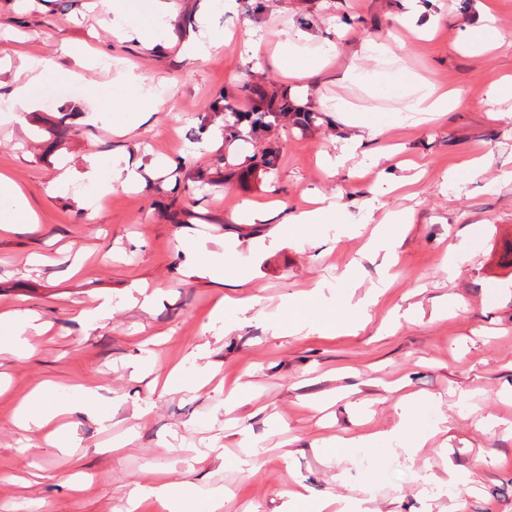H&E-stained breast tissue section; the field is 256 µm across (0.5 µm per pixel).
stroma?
<instances>
[{"label": "stroma", "instance_id": "obj_1", "mask_svg": "<svg viewBox=\"0 0 512 512\" xmlns=\"http://www.w3.org/2000/svg\"><path fill=\"white\" fill-rule=\"evenodd\" d=\"M141 41L117 38L96 0H0V85L12 87L28 60L55 64L28 125L0 120V173L24 192L35 221L0 232V311L36 314L47 332L28 336L29 352L0 355V512H125L133 490L186 482L208 506L224 490L220 512H282L302 485L314 500L363 512H512V433L485 430L470 407L512 422V48L459 49L461 31L483 26L481 0H428L436 32L419 38L396 23L401 0H176L163 16L156 0H123ZM340 31L325 66L288 77L278 63L288 31L319 45ZM262 36L261 67L243 63L247 31ZM196 37L217 50L189 58ZM398 39L401 66L358 57L370 41ZM160 41L146 51L142 40ZM358 78H346L349 66ZM134 68L162 91V111L124 136L112 101L120 68ZM460 88L451 112L425 125L407 119L396 69ZM287 98L291 115L227 136L231 108L245 89ZM500 101L487 107L490 89ZM224 101V111L214 105ZM349 108L347 118L337 105ZM110 114L80 122L77 111ZM301 112L316 113L300 124ZM390 122L397 149L387 171L412 160L423 175L413 195L366 200L378 177L328 173L376 117ZM66 119L72 132L57 139ZM275 148L268 168L256 157ZM119 155L141 170L140 189L115 187L99 197L85 175ZM488 157L477 176L466 161ZM458 168L456 181L444 179ZM320 193L339 201L349 224L304 227L250 223L243 201L281 200L309 208ZM396 262L367 257L370 231L388 213ZM472 229L468 258L445 270L449 246ZM209 236V264L224 242H237L219 280L184 267L180 242ZM388 280L361 326L336 334L273 335L268 327L288 303L323 285L325 304L361 299ZM224 296L253 298L256 311L230 324L212 311ZM111 299L112 315L88 328L81 309ZM58 398L77 388L99 396L96 413L68 415L56 440L15 428L18 406L41 383ZM246 399H230L233 384ZM432 399L417 431L439 432L419 458L407 448L376 455L358 469L354 456L330 449L333 435L385 431L404 395ZM473 473L472 486H450L448 468Z\"/></svg>", "mask_w": 512, "mask_h": 512}]
</instances>
